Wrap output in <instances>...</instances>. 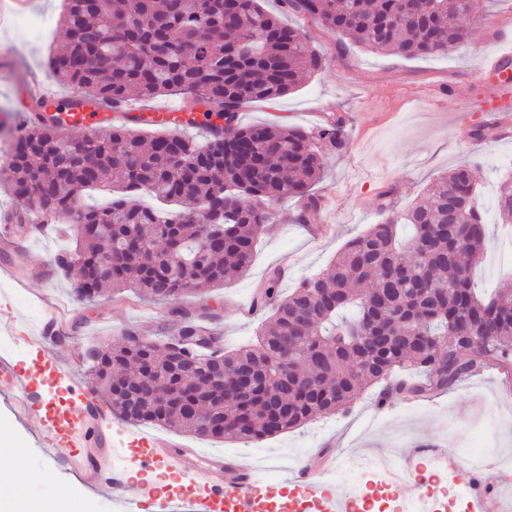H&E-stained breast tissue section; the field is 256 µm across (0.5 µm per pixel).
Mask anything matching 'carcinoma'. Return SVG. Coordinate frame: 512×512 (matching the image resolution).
<instances>
[{"mask_svg": "<svg viewBox=\"0 0 512 512\" xmlns=\"http://www.w3.org/2000/svg\"><path fill=\"white\" fill-rule=\"evenodd\" d=\"M281 0L290 12L317 18L350 42L404 58L446 54L469 29L456 23L479 0ZM58 33L62 52L49 60L58 80L90 98L120 105L173 90L191 98L187 111L223 120L203 142L165 133L147 137L127 126L96 137L86 167L71 137L35 121L0 166V180L22 197L26 218L84 224L75 249L54 257L82 303L107 289L134 288L175 316L152 343L130 340L91 353L94 389L112 394L107 414L123 422L178 428L214 439L259 441L318 417L345 413L360 392L382 382L406 397L428 399L481 367L512 381V288L480 295L473 268L485 249V224L475 206L477 186L466 165L431 182L426 201L388 214L349 240L326 269L281 297L282 271L258 289L256 305L271 309L257 344L226 351L202 315L177 306L250 265L272 221L269 205L294 199L318 207L311 193L328 155L346 146V119L334 114L308 134L277 125H238L246 104L273 102L322 67L306 30L284 23L261 0H65ZM108 186L105 206L83 202ZM175 201L166 218L133 192ZM512 222V174L496 200ZM411 226L402 241L399 227ZM139 248L119 253L124 238ZM186 346L188 362L174 368L168 341ZM288 345L290 361L276 355ZM224 364V385L241 371L254 385L224 404L207 375Z\"/></svg>", "mask_w": 512, "mask_h": 512, "instance_id": "obj_1", "label": "carcinoma"}]
</instances>
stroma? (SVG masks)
<instances>
[{"instance_id": "obj_1", "label": "stroma", "mask_w": 512, "mask_h": 512, "mask_svg": "<svg viewBox=\"0 0 512 512\" xmlns=\"http://www.w3.org/2000/svg\"><path fill=\"white\" fill-rule=\"evenodd\" d=\"M63 4L64 0H34L26 17L0 30V160L14 139L16 113L30 105L27 83L34 77L53 83L48 57L62 45L54 30L36 35L25 22L39 17L57 22ZM508 12L512 13V0H482L477 17L466 22L467 43L445 55L410 60L351 44L323 31L311 18L289 17V24L309 31L311 47L324 65L277 101L247 105L239 121L295 126L311 133L319 125L318 113L340 114L347 119V148L327 160L321 180L313 187L323 207L306 211L293 200L279 203L248 271L204 295L183 299V306L206 312L204 324L220 336L224 349L255 344L267 314L254 309V294L274 268H284L280 288L291 292L300 279L327 268L347 240L381 219L384 191H393L396 209H406L423 198L436 177L460 164L475 168L477 202L488 236L475 270L477 287L488 294L503 285L505 274L512 270V224L501 223L496 195L507 173L505 164L512 161V140L479 145L461 138L452 123L457 97L481 76L497 39L493 29L478 25V16ZM431 86L440 93L425 98L423 91ZM447 86L454 88V95L444 94ZM397 89L406 90V97L392 99ZM69 244L68 231L59 225H33L21 262L46 267V276L21 284L0 278V303H10L19 327L38 328L43 293L56 295L69 307L70 336L52 345L60 372L35 363L19 339L0 336V350L27 367L32 386L55 397L63 393L65 376L89 380L88 348L116 344L129 328L155 336L167 312L166 305L146 302L132 289L91 305H72L69 281L51 270L53 257ZM375 398V389H367L346 414L322 417L259 442L210 439L152 425L145 431L203 455L240 453L262 464L274 459L285 465L316 448L336 455L355 448L376 457L397 456L417 445L457 454L481 447L491 455L512 458V389L497 371H480L422 404L409 405L392 396L380 407ZM4 439L25 457L31 494L71 496L74 512H118L111 488L86 476L87 453L97 444L85 440L81 428H73L68 445L47 456L36 423L18 411L9 395L0 394V441Z\"/></svg>"}]
</instances>
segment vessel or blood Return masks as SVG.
<instances>
[{"instance_id": "vessel-or-blood-1", "label": "vessel or blood", "mask_w": 512, "mask_h": 512, "mask_svg": "<svg viewBox=\"0 0 512 512\" xmlns=\"http://www.w3.org/2000/svg\"><path fill=\"white\" fill-rule=\"evenodd\" d=\"M511 64L512 42L506 40L499 51L490 55L483 76L473 81L470 91L458 106L462 112L499 116L500 122L495 128L494 137L501 141L512 138V125L507 122L508 117L512 116V80L503 76ZM27 94L49 104L52 111L47 115L48 120L59 123L65 131L79 130L87 134L105 135L111 132L113 124L123 122L134 129L154 127L177 132L188 121L187 116L176 108L157 110L128 106L116 112L111 104L92 99L85 100L82 106L75 108L71 105V97L55 95L49 87L37 80L28 83ZM67 322L60 303H47L44 307L42 335L24 337L23 342L31 353L44 355L48 336L61 333ZM0 388L16 397L20 411L35 415L43 422V437L51 447L65 444L74 421V411L93 404L89 389L71 383L67 385L66 393L72 411L64 416L59 415L54 403L31 387L26 370L5 352L0 354ZM126 439L139 458L140 472L152 476L166 472L168 461L164 450L171 447V440L147 438L133 432L127 433ZM437 459L448 470L469 473V512H505L495 488L486 485L482 470L470 467L462 456L445 451L438 452ZM203 462L219 474L218 480L209 488L200 490L186 482L170 488L173 496L190 502L193 512H224V506L228 503L234 504L237 512H266L263 486L251 467L241 464L237 459L221 456H207ZM332 466V461L326 459L317 460L312 467L304 461H297L291 480L303 485L310 496L320 497L318 478L327 474ZM103 483L111 487L113 493L126 505L128 512H137L142 499L138 495L137 482L128 472L113 474L104 478Z\"/></svg>"}]
</instances>
